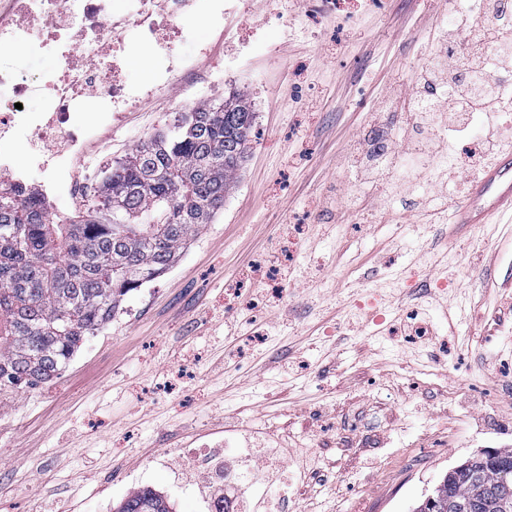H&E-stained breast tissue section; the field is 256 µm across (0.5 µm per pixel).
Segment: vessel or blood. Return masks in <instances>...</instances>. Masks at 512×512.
Here are the masks:
<instances>
[{
    "mask_svg": "<svg viewBox=\"0 0 512 512\" xmlns=\"http://www.w3.org/2000/svg\"><path fill=\"white\" fill-rule=\"evenodd\" d=\"M512 214V155L488 168L450 217L454 224H484L497 214Z\"/></svg>",
    "mask_w": 512,
    "mask_h": 512,
    "instance_id": "1",
    "label": "vessel or blood"
}]
</instances>
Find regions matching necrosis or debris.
Returning <instances> with one entry per match:
<instances>
[{"label": "necrosis or debris", "instance_id": "necrosis-or-debris-1", "mask_svg": "<svg viewBox=\"0 0 512 512\" xmlns=\"http://www.w3.org/2000/svg\"><path fill=\"white\" fill-rule=\"evenodd\" d=\"M115 0H26L11 39H0V191L25 186L53 207L62 195L94 198L91 184L59 182L62 168L78 169L88 155L87 145L99 129L121 125L125 113L135 111L154 93L185 81L192 67L176 47L182 31L176 20L185 5L206 16L215 33L224 31V13L233 0H141L139 15L120 13ZM132 27L140 43L152 49L154 78L147 85H131L122 74V58L107 33L108 20ZM52 55L59 62L57 76L28 77L21 55ZM42 104L27 108L28 100ZM30 135V166L15 165L6 151L17 132ZM41 173L37 184H26L29 170ZM192 466L201 468L215 486L203 499L206 512H245L249 482L228 463L223 444H206L190 452Z\"/></svg>", "mask_w": 512, "mask_h": 512}]
</instances>
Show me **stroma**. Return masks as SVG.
<instances>
[{
	"label": "stroma",
	"instance_id": "35a3bbf8",
	"mask_svg": "<svg viewBox=\"0 0 512 512\" xmlns=\"http://www.w3.org/2000/svg\"><path fill=\"white\" fill-rule=\"evenodd\" d=\"M453 0H239L178 52L204 81L165 91L98 137L121 160L195 99L244 92L256 114L236 187L169 270L126 297L52 385L0 404V512H116L149 487L174 512L208 488L188 451L266 432L270 512H413L452 467L512 448V230L445 224L374 180ZM281 292L237 313L226 282L268 260ZM437 266L408 285L410 269ZM430 340H403L409 309Z\"/></svg>",
	"mask_w": 512,
	"mask_h": 512
}]
</instances>
